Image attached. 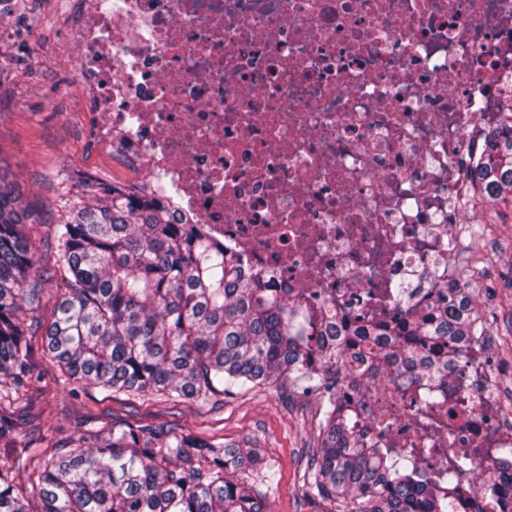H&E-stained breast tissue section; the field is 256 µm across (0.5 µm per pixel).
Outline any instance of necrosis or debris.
<instances>
[{
    "label": "necrosis or debris",
    "mask_w": 512,
    "mask_h": 512,
    "mask_svg": "<svg viewBox=\"0 0 512 512\" xmlns=\"http://www.w3.org/2000/svg\"><path fill=\"white\" fill-rule=\"evenodd\" d=\"M77 76L126 128L131 166L245 273L312 321H380L463 282L469 166L512 84V0H70ZM491 338L468 342L436 408L376 369L345 384L366 437L467 449L512 512V425Z\"/></svg>",
    "instance_id": "4bbe7bcc"
}]
</instances>
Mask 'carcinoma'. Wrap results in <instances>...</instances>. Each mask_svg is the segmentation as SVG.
Returning <instances> with one entry per match:
<instances>
[{
    "instance_id": "carcinoma-1",
    "label": "carcinoma",
    "mask_w": 512,
    "mask_h": 512,
    "mask_svg": "<svg viewBox=\"0 0 512 512\" xmlns=\"http://www.w3.org/2000/svg\"><path fill=\"white\" fill-rule=\"evenodd\" d=\"M471 169L480 194L512 193V108ZM82 201L55 227L64 271L44 348L56 386L107 396H165L208 404L287 378L329 397L306 471L308 496L330 512H458L467 456L436 472L416 450L359 442L361 419L340 397L375 359L448 376L461 345L490 335L475 289L443 287L436 304L404 310L397 338L380 326L338 322L318 331L288 300L241 274L240 259L200 225L178 222L152 184L81 180ZM27 208L0 176V405L25 407L29 329L42 275ZM0 461V512H264L274 465L259 448L206 440L168 426L112 425L93 445L74 442L38 461L30 493Z\"/></svg>"
}]
</instances>
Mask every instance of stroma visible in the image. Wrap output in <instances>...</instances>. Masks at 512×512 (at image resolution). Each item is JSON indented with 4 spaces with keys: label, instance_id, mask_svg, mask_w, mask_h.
Listing matches in <instances>:
<instances>
[{
    "label": "stroma",
    "instance_id": "1",
    "mask_svg": "<svg viewBox=\"0 0 512 512\" xmlns=\"http://www.w3.org/2000/svg\"><path fill=\"white\" fill-rule=\"evenodd\" d=\"M77 60L65 0H0V175L37 221L32 243L45 276L42 306L25 317L34 330L35 381L25 411L9 416L19 447L41 451L57 441L84 439L89 429L109 428L115 420L178 424L212 440L252 439L275 465L268 512H330L304 487L322 419L317 394L284 381L237 392L212 407L164 397L109 399L92 387L69 394L54 384L58 368L40 338L62 286L54 227L69 220L80 175L128 187L151 179L117 152L116 139H98L103 117L75 78ZM469 221L482 225L484 236L477 242L463 236L460 262L476 290V307L493 329V356L512 412V197L480 201Z\"/></svg>",
    "mask_w": 512,
    "mask_h": 512
}]
</instances>
